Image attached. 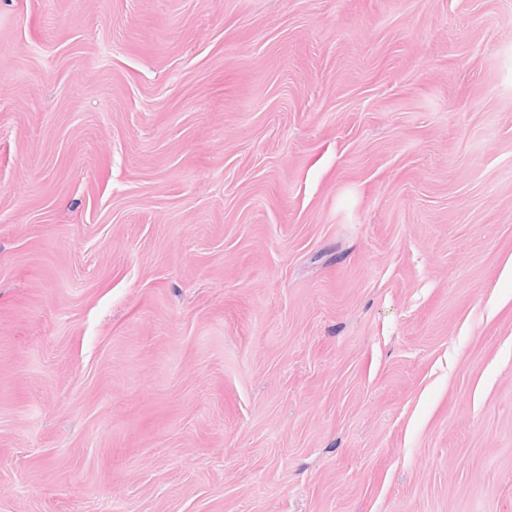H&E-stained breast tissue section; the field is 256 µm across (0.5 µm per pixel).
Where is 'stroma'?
I'll return each mask as SVG.
<instances>
[{"mask_svg": "<svg viewBox=\"0 0 512 512\" xmlns=\"http://www.w3.org/2000/svg\"><path fill=\"white\" fill-rule=\"evenodd\" d=\"M512 0H0V512H512Z\"/></svg>", "mask_w": 512, "mask_h": 512, "instance_id": "1", "label": "stroma"}]
</instances>
